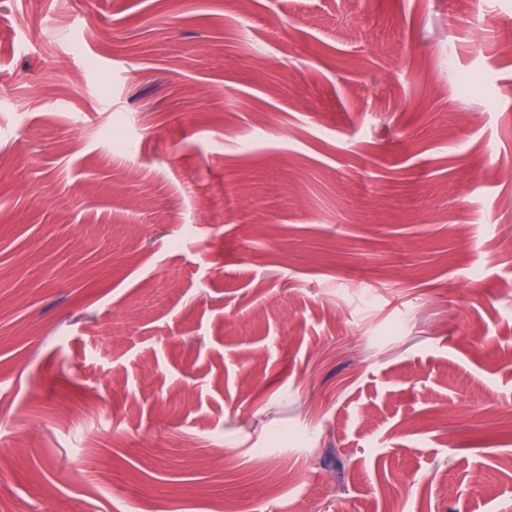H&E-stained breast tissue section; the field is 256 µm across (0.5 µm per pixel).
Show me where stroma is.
Listing matches in <instances>:
<instances>
[{"label": "stroma", "instance_id": "stroma-1", "mask_svg": "<svg viewBox=\"0 0 512 512\" xmlns=\"http://www.w3.org/2000/svg\"><path fill=\"white\" fill-rule=\"evenodd\" d=\"M490 147L512 0H0V512H512Z\"/></svg>", "mask_w": 512, "mask_h": 512}]
</instances>
